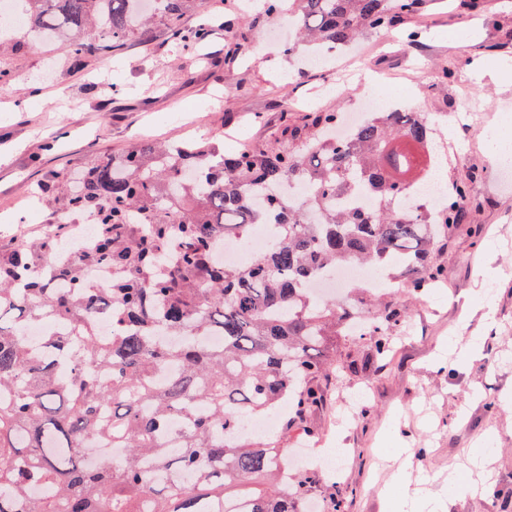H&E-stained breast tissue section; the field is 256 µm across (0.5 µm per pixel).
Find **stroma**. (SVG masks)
<instances>
[{
	"instance_id": "stroma-1",
	"label": "stroma",
	"mask_w": 512,
	"mask_h": 512,
	"mask_svg": "<svg viewBox=\"0 0 512 512\" xmlns=\"http://www.w3.org/2000/svg\"><path fill=\"white\" fill-rule=\"evenodd\" d=\"M235 2L224 0V18L238 27L243 52L225 67L213 65L224 53L221 36L186 51L165 39L159 18L120 54L97 47L79 65L58 44L0 50V70L10 75L0 83V241L59 218L58 204L40 193L51 174L121 155L137 138L213 137L223 147L232 134L258 150L274 145L286 111L301 120L374 95L385 110L419 112L438 141L454 144L445 186L470 183L459 232L434 253L445 295L411 306L389 359L322 380V404L288 446L308 449L312 467L326 475L313 500L342 501L344 512H399L413 490L412 481L385 484L399 441L416 450L412 480L442 494L449 469L489 436L491 492L472 493L459 474L445 512H512V171L502 172L484 145L488 123L512 128V0H483L477 14L463 0H426L420 14L361 38L368 75L337 60L352 77L328 94L320 70H299L284 54L293 39L281 28L285 15L243 16ZM414 28L424 36L411 44L403 32ZM445 69L452 72L446 81ZM176 110L178 124L168 119ZM488 302L489 322L482 317ZM475 338L481 353L472 360L464 350ZM364 385L369 394L355 419L341 424L344 399ZM490 399L495 408H487ZM336 446L347 458L333 477Z\"/></svg>"
}]
</instances>
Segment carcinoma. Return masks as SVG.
<instances>
[{"mask_svg":"<svg viewBox=\"0 0 512 512\" xmlns=\"http://www.w3.org/2000/svg\"><path fill=\"white\" fill-rule=\"evenodd\" d=\"M29 22L66 38L82 62L93 42L120 50L153 16H132L139 0H14ZM169 39L193 50L212 20L188 27L185 13L205 0H162ZM424 0H288L299 41L349 45L388 29ZM338 112H316L309 126L283 113L279 145L224 153L205 140L159 147L131 144L120 159L101 156L56 173L67 216L85 217L94 234L51 278L36 272L70 239L67 223L0 242V512H306L320 475L286 480L279 441L322 403L319 381L337 364L320 356L330 338L357 337L359 307L374 306L367 332L389 355L408 304L430 291L442 267L436 244L458 229L468 186L456 185L440 211L403 207L421 184L406 176L430 166V128L417 112H377L349 140L333 134ZM310 184L299 200L271 190ZM277 231L244 265H220L226 236L249 241L253 228ZM400 271L383 299L358 290L341 304L316 301L309 283L353 261ZM112 271L108 287L84 273ZM107 319L102 336L97 320ZM68 322L48 336L58 350L43 362L25 344L31 325ZM224 336L213 348L207 338ZM287 409L275 439L238 430L247 415ZM182 420L172 447L173 418ZM91 441L122 451L119 462L87 465ZM182 470L190 484L161 477ZM41 496L32 500V490Z\"/></svg>","mask_w":512,"mask_h":512,"instance_id":"obj_1","label":"carcinoma"}]
</instances>
